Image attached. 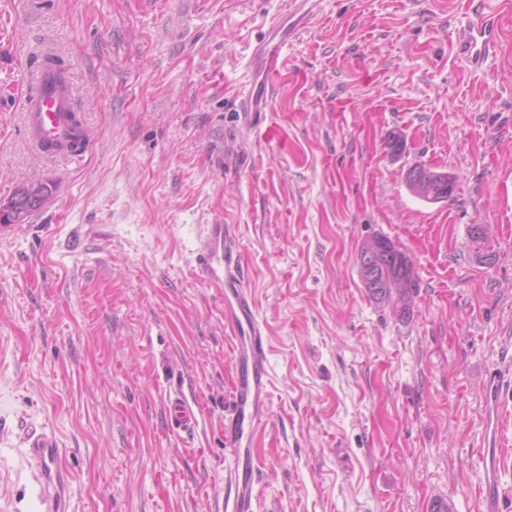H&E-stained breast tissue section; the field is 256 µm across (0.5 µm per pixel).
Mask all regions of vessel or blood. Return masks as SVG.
<instances>
[{
    "instance_id": "vessel-or-blood-1",
    "label": "vessel or blood",
    "mask_w": 512,
    "mask_h": 512,
    "mask_svg": "<svg viewBox=\"0 0 512 512\" xmlns=\"http://www.w3.org/2000/svg\"><path fill=\"white\" fill-rule=\"evenodd\" d=\"M326 0H290L288 11L272 17L263 37L247 57L237 97L247 117L270 111L271 89L288 66V45L324 7ZM489 0H469L471 17L454 30V52L462 68L484 71L496 56L501 40L498 11ZM74 94L67 69L39 65L29 74L23 112L27 137L36 150L52 148L79 158L84 148L73 147L75 130L70 119ZM196 269L207 287L224 300V323L234 341L231 379V413L224 420V445L234 465L224 487L225 512H256L257 479L254 442L269 423L270 375L267 365V337L259 321L255 301L247 286L238 229L233 224L207 225L196 253ZM501 379L490 374L483 385L485 436L481 461L482 501L500 500L504 490L499 482L501 468L512 460V447L503 443ZM168 423L176 431L193 433L197 413L185 399L168 401ZM28 454L40 487L41 512H67L66 489L69 474L60 459L58 441L47 432L30 433Z\"/></svg>"
}]
</instances>
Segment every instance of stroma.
Segmentation results:
<instances>
[{
  "instance_id": "1",
  "label": "stroma",
  "mask_w": 512,
  "mask_h": 512,
  "mask_svg": "<svg viewBox=\"0 0 512 512\" xmlns=\"http://www.w3.org/2000/svg\"><path fill=\"white\" fill-rule=\"evenodd\" d=\"M496 6L499 53L474 75L451 47L468 0H329L250 128L237 81L288 0H0V199L54 186L0 229V512H39L35 430L58 439L69 512H223L231 333L195 271L217 220L268 327L260 512H479L482 385L512 368V0ZM36 45L72 73L83 160L27 143ZM417 164L457 176L455 201L413 196ZM377 236L413 262L408 319L361 281ZM177 391L190 438L166 420ZM52 193L51 185L44 182H31L19 187L13 195L8 198L7 202L11 203L14 201V203H16L17 197L25 196L28 200L32 199V203L29 208H24V214L18 216L16 219L12 220L7 217V222L0 220V224H3L1 227L7 228L13 224L24 222L32 212L39 210L45 205L47 201L45 202L43 200H48Z\"/></svg>"
}]
</instances>
